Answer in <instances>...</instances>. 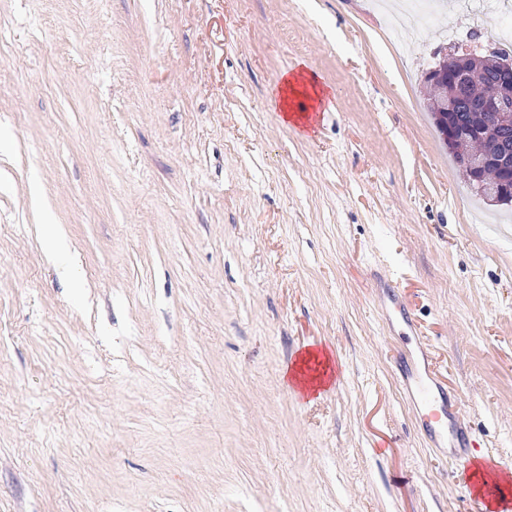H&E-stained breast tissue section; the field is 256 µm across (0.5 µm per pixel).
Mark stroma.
<instances>
[{
	"mask_svg": "<svg viewBox=\"0 0 512 512\" xmlns=\"http://www.w3.org/2000/svg\"><path fill=\"white\" fill-rule=\"evenodd\" d=\"M507 23L477 0L401 26L376 0H0V512H489L512 207L466 182L422 75ZM303 62L331 94L307 130L275 107ZM417 341L464 463L415 428L394 356ZM309 351L316 390L283 375Z\"/></svg>",
	"mask_w": 512,
	"mask_h": 512,
	"instance_id": "35a3bbf8",
	"label": "stroma"
}]
</instances>
